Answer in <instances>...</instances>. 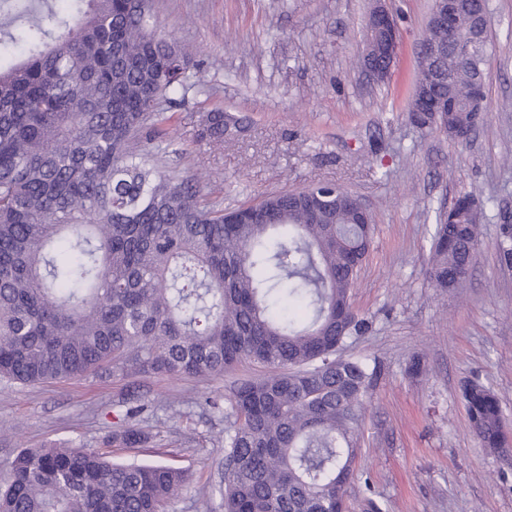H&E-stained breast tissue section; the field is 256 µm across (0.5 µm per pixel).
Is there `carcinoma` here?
I'll use <instances>...</instances> for the list:
<instances>
[{
	"mask_svg": "<svg viewBox=\"0 0 512 512\" xmlns=\"http://www.w3.org/2000/svg\"><path fill=\"white\" fill-rule=\"evenodd\" d=\"M0 0V378L35 385L104 365L121 376L222 377L265 369L201 405L224 415V512H346L358 480L355 430L375 369L344 358L361 330L350 304L371 225L341 202L316 212L281 192L267 224H226L196 182L161 172L141 140L161 100L192 89L189 59L158 32L148 0ZM489 48L467 61L419 59L415 90L469 98ZM448 115L443 132L470 123ZM200 137L226 138L224 112ZM482 208L437 224L434 287L464 282ZM462 399L482 447L509 444L497 396L478 380ZM127 410L112 443L149 442ZM0 512H159L186 483L162 464L115 463L81 448H37L5 463Z\"/></svg>",
	"mask_w": 512,
	"mask_h": 512,
	"instance_id": "obj_1",
	"label": "carcinoma"
}]
</instances>
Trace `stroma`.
Wrapping results in <instances>:
<instances>
[{"mask_svg":"<svg viewBox=\"0 0 512 512\" xmlns=\"http://www.w3.org/2000/svg\"><path fill=\"white\" fill-rule=\"evenodd\" d=\"M374 0H155L159 28L190 54L197 91L171 117L161 171L201 182L211 203H255L270 193L335 183L374 219L371 250L351 290L363 329L343 353L377 375L355 433L359 481L349 512H512V451L474 434L460 389L479 379L512 430V0H488L492 51L487 117L465 141L408 117L431 0H389L402 34L386 81L358 58ZM242 119L221 143L199 139L208 112ZM484 201L470 271L454 291L427 275L437 217L458 195ZM421 361L412 373V358ZM220 378L121 377L106 369L23 386L0 381V462L25 448L81 446L117 463L182 468L188 480L161 512H222L224 417L202 409ZM151 403L153 441L122 448L112 433L136 400Z\"/></svg>","mask_w":512,"mask_h":512,"instance_id":"35a3bbf8","label":"stroma"}]
</instances>
